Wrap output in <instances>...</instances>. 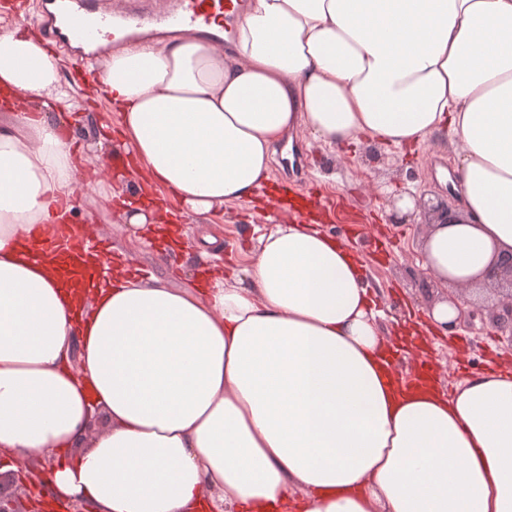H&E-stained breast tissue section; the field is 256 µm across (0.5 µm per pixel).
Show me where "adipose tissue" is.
Masks as SVG:
<instances>
[{
    "label": "adipose tissue",
    "instance_id": "obj_1",
    "mask_svg": "<svg viewBox=\"0 0 512 512\" xmlns=\"http://www.w3.org/2000/svg\"><path fill=\"white\" fill-rule=\"evenodd\" d=\"M96 68L144 183L197 220L252 198L299 129L448 130L459 204L424 269L473 300L512 252V0H252L229 49L139 43ZM22 94L0 125V461L54 457L41 494L72 512H512V370L393 384L371 286L317 224L274 221L198 287L31 261L89 158L49 116L74 105L58 57L17 25L0 105Z\"/></svg>",
    "mask_w": 512,
    "mask_h": 512
}]
</instances>
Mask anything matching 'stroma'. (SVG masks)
Listing matches in <instances>:
<instances>
[{"label":"stroma","instance_id":"1","mask_svg":"<svg viewBox=\"0 0 512 512\" xmlns=\"http://www.w3.org/2000/svg\"><path fill=\"white\" fill-rule=\"evenodd\" d=\"M60 66L63 81L71 84L75 95L87 101L85 120L74 132L76 140L88 143L97 140L99 133H116L117 112L89 95L70 60H61ZM116 151V146H105L87 171L76 173L75 223L93 225L111 251L129 254L143 275L163 278L176 288L190 285L205 263L196 246V222L184 217L182 243L178 246L160 239L129 240L123 229V216L101 190L102 185L118 180L113 161ZM454 170L452 149L439 137L404 149L367 139L352 146L330 147L306 130L276 146L271 169L277 181L292 186L308 183L324 196L344 200L359 213L363 220L360 230H352L338 218L324 224L323 229L359 258L368 281L379 290L378 308L392 332L390 342L398 369L408 372L413 358L425 359L436 369L441 388L448 391L469 375L488 370L490 358L512 357V344L486 315L459 323L449 337L424 335V345L418 353L406 350L398 336L401 328L408 325L412 316L425 313L448 290L423 269L419 241L424 225L390 222L386 195L405 188L423 193L431 200L445 197ZM275 213L274 206L265 199L225 206L223 214L213 219L222 259H242L250 238L265 228L269 216Z\"/></svg>","mask_w":512,"mask_h":512}]
</instances>
